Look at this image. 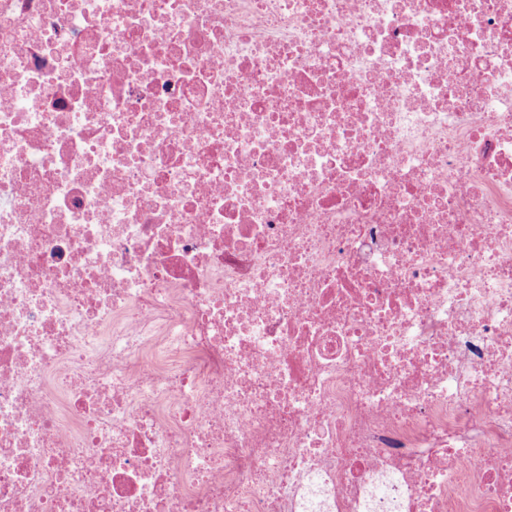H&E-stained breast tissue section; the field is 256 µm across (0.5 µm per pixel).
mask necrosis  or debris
<instances>
[{"label": "necrosis or debris", "mask_w": 512, "mask_h": 512, "mask_svg": "<svg viewBox=\"0 0 512 512\" xmlns=\"http://www.w3.org/2000/svg\"><path fill=\"white\" fill-rule=\"evenodd\" d=\"M0 512H512V0H0Z\"/></svg>", "instance_id": "necrosis-or-debris-1"}]
</instances>
